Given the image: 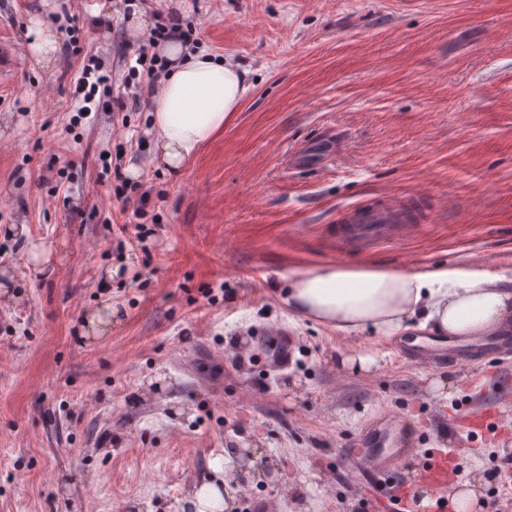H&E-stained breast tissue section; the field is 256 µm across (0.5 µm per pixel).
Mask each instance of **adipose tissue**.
<instances>
[{"label": "adipose tissue", "mask_w": 512, "mask_h": 512, "mask_svg": "<svg viewBox=\"0 0 512 512\" xmlns=\"http://www.w3.org/2000/svg\"><path fill=\"white\" fill-rule=\"evenodd\" d=\"M169 71L151 95L156 164L176 173L224 131L252 88L231 58L173 42ZM294 311L344 334L373 328L391 335L417 320L441 336L487 335L512 325V280L463 270H405L373 263L316 265L288 284Z\"/></svg>", "instance_id": "adipose-tissue-1"}]
</instances>
